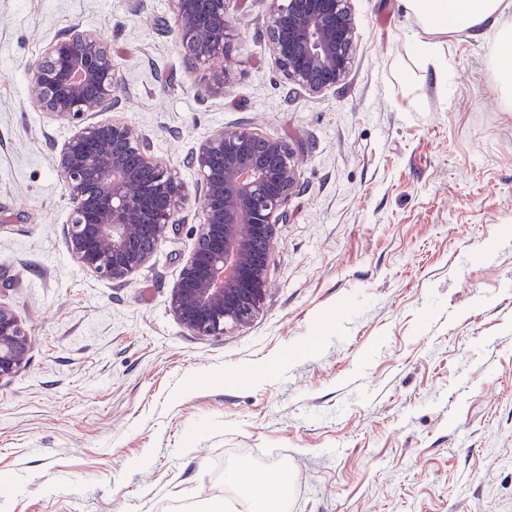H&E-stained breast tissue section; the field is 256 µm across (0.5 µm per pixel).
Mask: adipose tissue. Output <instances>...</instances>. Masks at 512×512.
I'll use <instances>...</instances> for the list:
<instances>
[{"instance_id":"adipose-tissue-1","label":"adipose tissue","mask_w":512,"mask_h":512,"mask_svg":"<svg viewBox=\"0 0 512 512\" xmlns=\"http://www.w3.org/2000/svg\"><path fill=\"white\" fill-rule=\"evenodd\" d=\"M422 28L412 40L420 57L434 55L441 40L464 32L486 44L495 89L505 111L512 112V0H405Z\"/></svg>"}]
</instances>
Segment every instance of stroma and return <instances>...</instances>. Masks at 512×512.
I'll return each instance as SVG.
<instances>
[{
  "label": "stroma",
  "instance_id": "stroma-1",
  "mask_svg": "<svg viewBox=\"0 0 512 512\" xmlns=\"http://www.w3.org/2000/svg\"><path fill=\"white\" fill-rule=\"evenodd\" d=\"M271 0H231L233 71L188 69L170 0H0V306L29 339L0 380L10 512H183L236 499L224 472L288 468V512H512V112L485 45L448 77L412 55L403 0H349L345 79L291 89ZM109 45L119 105L93 114L188 163L216 130L286 141L298 188L261 311L197 336L170 307L200 203L115 282L67 246L56 155L78 131L29 70L72 27Z\"/></svg>",
  "mask_w": 512,
  "mask_h": 512
}]
</instances>
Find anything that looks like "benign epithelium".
I'll return each instance as SVG.
<instances>
[{
	"label": "benign epithelium",
	"mask_w": 512,
	"mask_h": 512,
	"mask_svg": "<svg viewBox=\"0 0 512 512\" xmlns=\"http://www.w3.org/2000/svg\"><path fill=\"white\" fill-rule=\"evenodd\" d=\"M185 58L205 63L232 51L231 0H170ZM207 15L205 28L199 19ZM276 69L318 94L339 84L351 65L354 26L347 0H272L266 26ZM38 106L80 122L112 109L118 76L99 38L74 27L58 35L30 74ZM148 142L119 122L88 123L65 145L57 173L71 200L67 246L85 269L123 281L152 255L142 245L143 213L162 241L188 186L149 156ZM203 220L172 288L170 306L197 336H222L262 308L275 225L297 187L290 146L248 125L218 131L192 157ZM29 340L0 306V378L25 362Z\"/></svg>",
	"instance_id": "1"
}]
</instances>
